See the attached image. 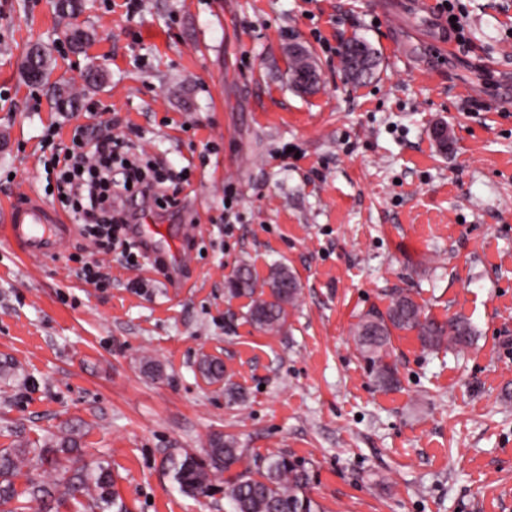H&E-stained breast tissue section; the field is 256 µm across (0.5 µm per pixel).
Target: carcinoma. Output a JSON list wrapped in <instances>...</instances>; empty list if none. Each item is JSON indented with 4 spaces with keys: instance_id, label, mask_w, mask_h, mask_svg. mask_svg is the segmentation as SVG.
Wrapping results in <instances>:
<instances>
[{
    "instance_id": "cac0c4a2",
    "label": "carcinoma",
    "mask_w": 512,
    "mask_h": 512,
    "mask_svg": "<svg viewBox=\"0 0 512 512\" xmlns=\"http://www.w3.org/2000/svg\"><path fill=\"white\" fill-rule=\"evenodd\" d=\"M363 53L369 60V71L361 79L372 77L378 66V57L366 41L352 39L345 43L342 59L346 73H351L354 55ZM35 64L42 71V82L50 80V55L42 44L31 46L24 57L23 69ZM290 271L277 267L270 281L258 283L250 268L243 265L229 282L228 294L249 299L248 315L252 323L266 333H278L286 324L288 309L295 307L299 290H288L279 284L288 280ZM395 331L414 332L422 348L439 350L443 347H465L470 344L474 330L470 322L456 316L438 322L422 315L421 307L413 296L396 290L389 296L385 311L362 315L354 327L353 339L357 349L369 361L371 373L383 388L397 384L396 368L387 363L388 346ZM202 376L210 382H224V395L231 404L245 401L244 387L226 375L224 363L217 358H205L199 364ZM77 448L72 435L63 436L29 457L25 448L0 453V512H16L9 504L24 495L30 502H41L51 494L44 484L30 483L17 491L14 478L26 463L42 467L46 464L58 472L55 490L62 498L77 501L88 499L90 512H128L124 502L112 490V472L100 465L93 470L83 467L70 469L62 465L58 454H70ZM246 462L237 472L232 468ZM168 471L178 489L192 498L210 496L217 477L224 479V500L230 512H326L322 504L311 495V467L302 459L286 453L254 456L246 460V449L239 447L232 435L216 433L209 439L208 448L201 454L184 451L168 459Z\"/></svg>"
}]
</instances>
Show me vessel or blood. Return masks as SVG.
Instances as JSON below:
<instances>
[{"instance_id":"1","label":"vessel or blood","mask_w":512,"mask_h":512,"mask_svg":"<svg viewBox=\"0 0 512 512\" xmlns=\"http://www.w3.org/2000/svg\"><path fill=\"white\" fill-rule=\"evenodd\" d=\"M6 236L14 241L26 258L46 260L54 257L71 227L35 194L26 201L6 206Z\"/></svg>"}]
</instances>
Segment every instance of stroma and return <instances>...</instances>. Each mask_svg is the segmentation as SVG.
I'll return each mask as SVG.
<instances>
[{
  "instance_id": "obj_1",
  "label": "stroma",
  "mask_w": 512,
  "mask_h": 512,
  "mask_svg": "<svg viewBox=\"0 0 512 512\" xmlns=\"http://www.w3.org/2000/svg\"><path fill=\"white\" fill-rule=\"evenodd\" d=\"M465 41L440 50L443 16L414 0H0V203L35 192L50 126L69 139L97 112L165 168L189 209L138 201L141 223L174 250L184 214L188 287L169 270L106 256L112 285L79 279L71 232L49 261L0 237V450L78 430L82 465H105L129 512H227L223 491L194 499L165 472L216 432L248 455L312 463L327 512H512V0H457ZM89 32L81 49L65 40ZM367 40L379 65L349 80L340 50ZM301 42L320 74L291 85ZM48 46L62 110L29 84V45ZM104 79L87 87L88 66ZM279 266L300 284L283 330L256 328L226 288L240 265ZM411 291L424 315H462L471 345L437 352L397 332L379 387L356 349L359 317ZM223 361L243 404L205 380ZM152 360L160 376L149 375ZM202 376L209 382H221L224 380V395L230 404H239L245 401L244 387L233 382L226 375L224 363L217 358H205L199 364Z\"/></svg>"
}]
</instances>
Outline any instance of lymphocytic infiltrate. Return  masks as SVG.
<instances>
[{"label":"lymphocytic infiltrate","instance_id":"lymphocytic-infiltrate-1","mask_svg":"<svg viewBox=\"0 0 512 512\" xmlns=\"http://www.w3.org/2000/svg\"><path fill=\"white\" fill-rule=\"evenodd\" d=\"M93 132L89 124L76 128L70 145L55 158L60 206L98 253L120 250L126 264L135 267L139 254L128 236L126 200L150 198L162 209L177 200L165 194L168 176L158 164L132 153L120 138L108 134L97 140Z\"/></svg>","mask_w":512,"mask_h":512}]
</instances>
